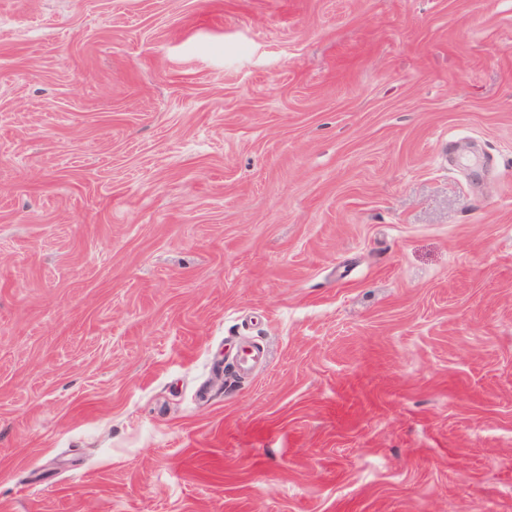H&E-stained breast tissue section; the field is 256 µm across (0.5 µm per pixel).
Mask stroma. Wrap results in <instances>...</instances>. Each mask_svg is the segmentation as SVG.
Listing matches in <instances>:
<instances>
[{
    "label": "stroma",
    "mask_w": 512,
    "mask_h": 512,
    "mask_svg": "<svg viewBox=\"0 0 512 512\" xmlns=\"http://www.w3.org/2000/svg\"><path fill=\"white\" fill-rule=\"evenodd\" d=\"M0 512H512V0H0Z\"/></svg>",
    "instance_id": "1"
}]
</instances>
